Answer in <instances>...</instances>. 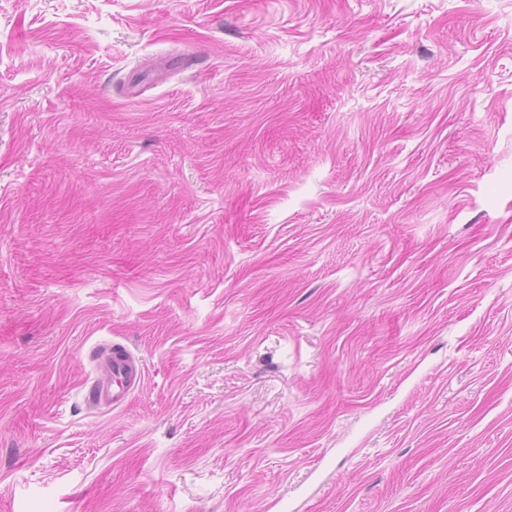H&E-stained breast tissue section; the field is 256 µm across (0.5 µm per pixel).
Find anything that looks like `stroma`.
<instances>
[{"mask_svg": "<svg viewBox=\"0 0 512 512\" xmlns=\"http://www.w3.org/2000/svg\"><path fill=\"white\" fill-rule=\"evenodd\" d=\"M278 499L512 512V0H0V512ZM112 359L105 367V376L99 378L90 391V398L98 403L120 408L126 402L131 389L139 383L136 368L132 362V354L123 345H113Z\"/></svg>", "mask_w": 512, "mask_h": 512, "instance_id": "obj_1", "label": "stroma"}]
</instances>
